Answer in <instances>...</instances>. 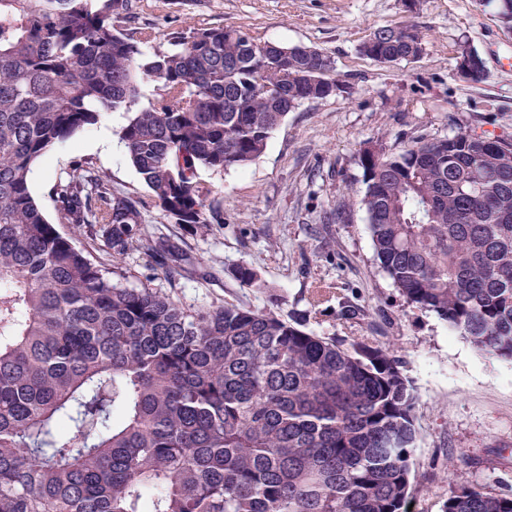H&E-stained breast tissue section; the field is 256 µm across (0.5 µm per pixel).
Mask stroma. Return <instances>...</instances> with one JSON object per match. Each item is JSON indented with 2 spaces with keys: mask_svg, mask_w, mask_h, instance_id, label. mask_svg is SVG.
<instances>
[{
  "mask_svg": "<svg viewBox=\"0 0 512 512\" xmlns=\"http://www.w3.org/2000/svg\"><path fill=\"white\" fill-rule=\"evenodd\" d=\"M416 25L425 53L416 61L378 63L358 51L379 26ZM129 30L151 28L158 45L178 28H243L259 42L314 47L333 63L340 92L289 112L266 150L243 168L204 170L224 215L188 227L151 211L143 233L174 242L199 270L161 269L147 253L114 256L99 226L59 225L94 262L119 271L129 288H151L185 310L232 303L271 311L326 337L400 348L416 396L412 468L420 488L413 512H443L452 491L470 484L512 494V360L478 351L434 314L408 304L379 268L360 199V149L400 152L416 140L467 131L512 142V29L494 0H140ZM483 57L482 82L456 71L460 41ZM129 115L109 112L61 143L31 174V190L54 217L53 184L78 158L90 159L113 193L148 191L126 157L119 133ZM267 283L243 286L238 267ZM332 286L357 305L345 320L335 303L310 306L312 288Z\"/></svg>",
  "mask_w": 512,
  "mask_h": 512,
  "instance_id": "35a3bbf8",
  "label": "stroma"
}]
</instances>
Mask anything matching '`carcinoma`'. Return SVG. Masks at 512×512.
I'll return each mask as SVG.
<instances>
[{
    "label": "carcinoma",
    "instance_id": "1",
    "mask_svg": "<svg viewBox=\"0 0 512 512\" xmlns=\"http://www.w3.org/2000/svg\"><path fill=\"white\" fill-rule=\"evenodd\" d=\"M135 0H0V512H408L416 397L392 345L338 342L271 311L183 310L124 288L49 222L33 166L106 112L151 203L92 162L53 186L57 220L100 224L114 254L196 258L139 234L147 208L219 224L199 170L258 158L289 112L338 87L329 57L237 28L170 48L119 21ZM379 62L414 60V25L375 28ZM154 98L137 111L140 86ZM376 260L408 303L512 359V149L458 132L362 152ZM444 512H512L458 486Z\"/></svg>",
    "mask_w": 512,
    "mask_h": 512
}]
</instances>
